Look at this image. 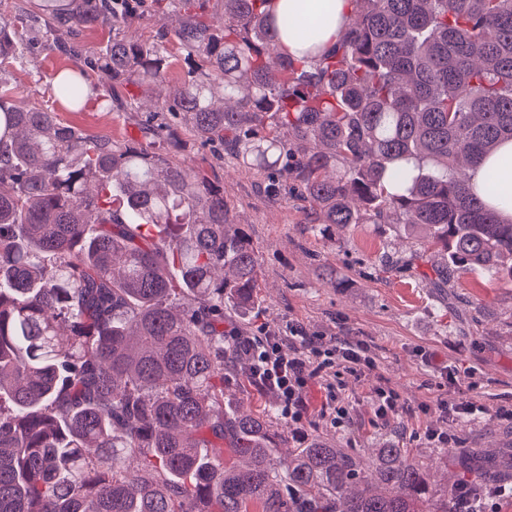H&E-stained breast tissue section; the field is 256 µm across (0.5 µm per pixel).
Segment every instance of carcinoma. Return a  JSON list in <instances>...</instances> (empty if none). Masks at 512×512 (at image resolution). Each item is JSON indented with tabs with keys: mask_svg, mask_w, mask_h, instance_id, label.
Here are the masks:
<instances>
[{
	"mask_svg": "<svg viewBox=\"0 0 512 512\" xmlns=\"http://www.w3.org/2000/svg\"><path fill=\"white\" fill-rule=\"evenodd\" d=\"M97 2L43 7L71 33L163 0ZM219 2L216 24L210 0H169L188 79L135 111L177 115L243 168L292 180L317 224L426 229L440 285L512 282V221L464 175L512 142V0H351L311 60L277 42L315 37L305 12L276 22L269 0ZM167 70L157 46L115 38L56 85L77 112L93 73L121 109L120 88L150 92ZM174 148L88 135L0 82V512H460V487L473 497L508 472L509 449L474 448L438 489L391 439L366 463L323 435L290 448L274 397L224 401V308H259V264L224 187ZM510 166L487 170L486 196L512 192Z\"/></svg>",
	"mask_w": 512,
	"mask_h": 512,
	"instance_id": "cac0c4a2",
	"label": "carcinoma"
}]
</instances>
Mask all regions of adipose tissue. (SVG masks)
I'll return each instance as SVG.
<instances>
[{"label":"adipose tissue","instance_id":"adipose-tissue-1","mask_svg":"<svg viewBox=\"0 0 512 512\" xmlns=\"http://www.w3.org/2000/svg\"><path fill=\"white\" fill-rule=\"evenodd\" d=\"M300 7L318 21L316 45H303L296 35L290 33L284 32L279 36L281 49L298 57L309 52L319 54L330 48L348 23L352 9L350 0H271L269 9L272 14L279 15Z\"/></svg>","mask_w":512,"mask_h":512}]
</instances>
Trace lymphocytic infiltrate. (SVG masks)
Instances as JSON below:
<instances>
[{
	"label": "lymphocytic infiltrate",
	"mask_w": 512,
	"mask_h": 512,
	"mask_svg": "<svg viewBox=\"0 0 512 512\" xmlns=\"http://www.w3.org/2000/svg\"><path fill=\"white\" fill-rule=\"evenodd\" d=\"M225 339L233 351L244 354L251 365V377L260 389L271 392L282 415L291 423H301L307 413L311 391L320 393L322 416L335 427H342L349 417V408L341 401V372L374 369L375 362L367 347L350 339L310 335L303 327L289 325L287 336L261 330L254 336L242 335L237 329L225 331ZM441 425L427 427L428 442L447 446L452 436L447 425L462 418H479L485 408L464 398L439 402Z\"/></svg>",
	"instance_id": "1"
}]
</instances>
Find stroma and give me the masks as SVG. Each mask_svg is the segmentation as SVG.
I'll list each match as a JSON object with an SVG mask.
<instances>
[{"mask_svg":"<svg viewBox=\"0 0 512 512\" xmlns=\"http://www.w3.org/2000/svg\"><path fill=\"white\" fill-rule=\"evenodd\" d=\"M39 2L0 0V18L19 34L16 57L0 71V80L18 100L54 110L83 132L119 143L144 140V126L169 121L165 112L109 110L97 89L82 111L64 110L55 73L73 65L76 54L99 56L113 38L132 33L160 47L171 63L168 82L177 86L187 66L173 35L174 17L160 8L143 12L129 28L98 23L72 34L56 33L44 27ZM174 137L178 159L223 186L231 219L249 235L258 257L263 304L247 318H225V327L251 336L264 327L297 323L313 334L358 337L375 360L374 370L340 375L342 399L352 406L345 427L321 416L314 392L300 427L280 416L275 430L288 436L297 430L306 437L334 435L362 456L390 438L408 448L412 459L431 464L439 479L468 449L512 448V427L497 417L499 410L512 408V284L454 275L447 287H431V265L419 256L422 242L405 237L396 225L324 231L309 222V204L296 186L271 191L264 172L245 170L201 145L183 125H175ZM442 366L454 371L455 385L443 383ZM384 383L400 394L410 414L386 422L375 417L370 396ZM224 394L256 407L265 399L231 353L224 359ZM448 394L477 401L486 412L473 421L450 423L458 440L443 450L429 445L423 431L438 420L437 403Z\"/></svg>","mask_w":512,"mask_h":512,"instance_id":"35a3bbf8","label":"stroma"}]
</instances>
